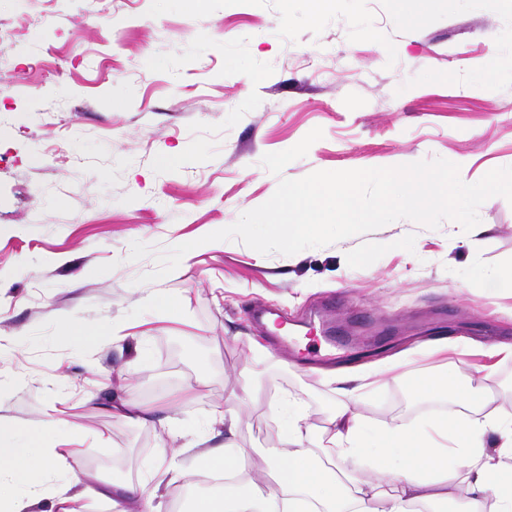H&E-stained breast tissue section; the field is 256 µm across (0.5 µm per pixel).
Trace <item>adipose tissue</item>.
<instances>
[{"label":"adipose tissue","instance_id":"adipose-tissue-1","mask_svg":"<svg viewBox=\"0 0 512 512\" xmlns=\"http://www.w3.org/2000/svg\"><path fill=\"white\" fill-rule=\"evenodd\" d=\"M279 414L282 439L265 452L274 492L248 479L223 497L195 499L191 512H420L453 498L457 476L447 465L452 455L468 475L465 512H512V473L503 468L504 457L512 458V417L464 419L453 435L436 423L389 426L380 432L385 447L371 457L361 444L358 414L345 406L328 430L338 449V463L329 469L312 448L298 407L281 398ZM490 433L499 436L500 445L488 443ZM199 444V431H191L187 445L197 451L196 469L235 475L243 469L247 449L229 444L203 451ZM48 475L55 481L57 512H70L69 492L77 479L68 469L66 450L47 446L41 432L28 434L20 447L0 434V512H34ZM103 502L114 512H159L154 495L118 483L95 490L82 512H98Z\"/></svg>","mask_w":512,"mask_h":512}]
</instances>
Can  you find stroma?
<instances>
[{
  "label": "stroma",
  "mask_w": 512,
  "mask_h": 512,
  "mask_svg": "<svg viewBox=\"0 0 512 512\" xmlns=\"http://www.w3.org/2000/svg\"><path fill=\"white\" fill-rule=\"evenodd\" d=\"M317 127L281 175L261 165ZM437 157L466 161L470 183L512 166V0H0V426L69 447L81 486L149 492L173 429L204 423L223 447L207 421L219 405L240 410L247 470L277 445L284 396L336 462L322 431L372 372L356 406L368 447L375 429L432 422L414 391L431 375L486 401L448 422L511 417L512 357L487 372L477 354L512 343V286L487 281L512 269L500 196L481 205L478 235L400 219L291 256L200 245L155 282L182 321L144 304L156 254L232 225L280 178ZM330 298L337 335L359 339L336 370L310 363ZM256 304L305 328L302 362L269 344ZM66 313L95 338L70 339ZM435 325L457 343L448 357L431 353ZM128 394L148 420L113 413ZM59 416L78 439L48 431ZM220 493L192 474L158 503L187 512Z\"/></svg>",
  "instance_id": "1"
}]
</instances>
